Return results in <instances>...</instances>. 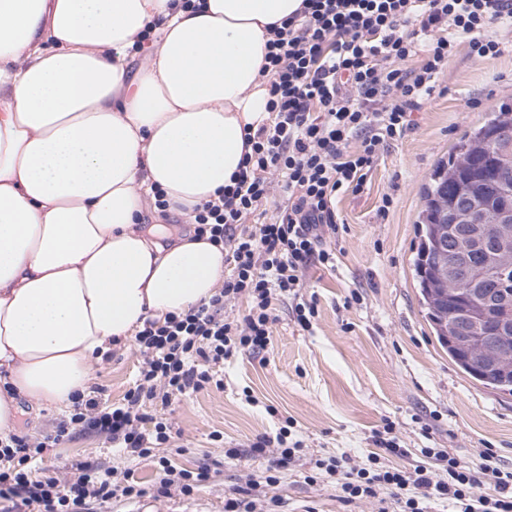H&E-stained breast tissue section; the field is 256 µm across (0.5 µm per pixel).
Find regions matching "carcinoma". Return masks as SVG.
I'll use <instances>...</instances> for the list:
<instances>
[{
  "label": "carcinoma",
  "mask_w": 512,
  "mask_h": 512,
  "mask_svg": "<svg viewBox=\"0 0 512 512\" xmlns=\"http://www.w3.org/2000/svg\"><path fill=\"white\" fill-rule=\"evenodd\" d=\"M507 123H512V106L503 103L490 119L465 134L455 153L440 160L433 169L423 189L424 206L419 215L413 272L427 320L440 345L448 351V358L483 387L512 393V369H486L481 365L479 354L465 353L454 340L455 318L451 313L462 311L465 303L448 300L438 270L454 257L459 225H446L447 232L441 237L435 230L443 208L454 205L455 186L468 187L489 208L503 201L500 186L512 189V164L504 163L490 148L493 136ZM472 261L490 272L491 287L512 298V249L492 262L487 261L484 252L476 251Z\"/></svg>",
  "instance_id": "1"
}]
</instances>
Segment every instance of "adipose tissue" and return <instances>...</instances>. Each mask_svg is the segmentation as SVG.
<instances>
[{
	"mask_svg": "<svg viewBox=\"0 0 512 512\" xmlns=\"http://www.w3.org/2000/svg\"><path fill=\"white\" fill-rule=\"evenodd\" d=\"M301 3L0 0V433L223 281V247H164L143 212L229 184L269 119V27Z\"/></svg>",
	"mask_w": 512,
	"mask_h": 512,
	"instance_id": "adipose-tissue-1",
	"label": "adipose tissue"
}]
</instances>
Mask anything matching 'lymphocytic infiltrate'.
Segmentation results:
<instances>
[{
  "label": "lymphocytic infiltrate",
  "instance_id": "1",
  "mask_svg": "<svg viewBox=\"0 0 512 512\" xmlns=\"http://www.w3.org/2000/svg\"><path fill=\"white\" fill-rule=\"evenodd\" d=\"M495 22L512 26V0H303L266 44L271 123L251 136L252 150L230 185L189 215L195 236L223 246L230 275L209 300L161 321L145 320L135 336L143 365L123 403L103 411L96 399L76 397L56 439L73 425L105 435L130 456L152 457L169 442L171 427L147 412V403L166 407L222 387L217 366L270 345L278 300L296 298V321L309 327L315 304L299 295L311 265H335L327 241L338 230L336 197L360 190L381 142L406 131L410 112L434 91L457 37H469L479 55L498 53V40L486 35ZM422 36L425 58L406 68ZM356 135L360 144L350 146ZM275 175L286 205L273 222L247 224L270 198ZM241 298L245 314L226 316V303ZM43 448L25 435L0 439L1 501H20L30 512H84L93 500L143 494L131 472L118 475L92 460L60 480L33 479ZM483 456L484 464L473 467L440 452L437 469L406 472L378 465L374 452L373 467L341 456L324 471L346 475V501L376 499L378 512H388L391 496L401 500L403 512H425L433 497L451 501L459 512H512V471L492 466L491 451Z\"/></svg>",
  "mask_w": 512,
  "mask_h": 512
}]
</instances>
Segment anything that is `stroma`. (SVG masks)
<instances>
[{
    "mask_svg": "<svg viewBox=\"0 0 512 512\" xmlns=\"http://www.w3.org/2000/svg\"><path fill=\"white\" fill-rule=\"evenodd\" d=\"M488 33L500 53L481 57L460 40L412 127L382 142L362 190L337 198L336 265L311 267L304 277L303 294L316 301L310 327L296 323L293 300L279 301L267 351L226 361L223 389L166 408L172 439L164 456L179 470L208 467V481L188 496L176 489L162 496L155 460L140 459L132 470L145 495L94 502L89 512H224L225 499L267 474V459L252 457L251 444L283 427L300 449L267 490L279 512H377L373 499L343 502L340 480L318 473L315 462L342 454L365 461L385 435L401 448L385 462L401 470L413 471L425 461L423 449L434 448L472 466L489 449L495 466L512 471V395L482 387L451 362L425 316L412 266L421 192L434 166L470 127L512 104V31L495 24ZM142 363L132 343L95 362L90 384L102 404L122 402ZM68 417L24 400L15 432L39 438ZM228 448L238 459H225ZM86 460L114 464L104 437L76 428L45 449L36 475H61Z\"/></svg>",
    "mask_w": 512,
    "mask_h": 512,
    "instance_id": "35a3bbf8",
    "label": "stroma"
}]
</instances>
